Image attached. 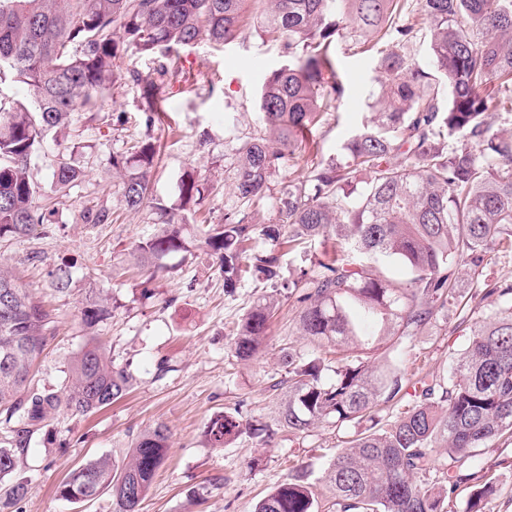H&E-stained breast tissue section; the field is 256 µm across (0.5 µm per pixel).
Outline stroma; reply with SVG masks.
<instances>
[{"label": "stroma", "mask_w": 512, "mask_h": 512, "mask_svg": "<svg viewBox=\"0 0 512 512\" xmlns=\"http://www.w3.org/2000/svg\"><path fill=\"white\" fill-rule=\"evenodd\" d=\"M346 93L328 125L310 137L309 149L321 157L335 154L340 142L361 129L379 90L375 53L354 43L337 48ZM182 68L161 96L164 120L146 128L145 102L128 78L130 71L153 74L156 57L127 51L114 62L115 81L96 111L72 113L67 127L50 131L30 162L47 224L23 237L0 241V264L18 282L35 289L53 317L54 336L30 377L31 388H58L73 357L87 340L81 310L87 300H105L109 313L97 333L115 366L131 376L128 394L90 415L60 412L34 428L18 473L28 481L19 512H113L109 494L90 502L61 498L58 486L73 467L101 456L124 459L134 440L156 425L169 431L170 447L142 504V512H255L257 502L292 466H305L320 482L341 448L344 433L322 424L309 437L279 429L271 441L242 434L223 448L209 447L205 427L224 411H240L245 421L275 426L284 395L270 391L284 376L283 352L306 350L296 331L298 304L284 298L273 317L263 350L247 361L230 352L233 330L263 295L262 283L247 281L234 293L224 291L217 261L194 238L200 225L220 224L234 207L233 168L241 138L259 124L258 100L268 75L291 65L279 40L250 25L246 35L227 44L198 41L180 52ZM154 135L160 153L149 174V194L178 208L180 181L197 176L204 201L181 211L190 240L188 251L160 259L147 279L132 253L158 227L151 206L129 209L122 185L125 169L116 158ZM78 166L83 177L67 194L56 193L53 174L60 163ZM108 210V224H88L86 212ZM67 264L74 270L68 292L46 286L48 274ZM154 293L144 297L142 281ZM469 342V329L451 312L402 345L385 344L374 358L401 369L407 378L448 374L453 358ZM258 467H250L251 459ZM469 465L490 481L494 493L487 512H512V439L497 438L475 449Z\"/></svg>", "instance_id": "35a3bbf8"}]
</instances>
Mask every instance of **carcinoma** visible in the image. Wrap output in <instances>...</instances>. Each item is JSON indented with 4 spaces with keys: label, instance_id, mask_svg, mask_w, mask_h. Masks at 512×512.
Here are the masks:
<instances>
[{
    "label": "carcinoma",
    "instance_id": "1",
    "mask_svg": "<svg viewBox=\"0 0 512 512\" xmlns=\"http://www.w3.org/2000/svg\"><path fill=\"white\" fill-rule=\"evenodd\" d=\"M253 5L262 6L266 31L299 65L274 71L263 85L259 128L237 149L239 208L198 235L218 260L226 292L246 280L288 288L299 304L300 335L336 349L334 365L321 352L284 356L288 372L271 384L286 390L278 423L301 435L319 423L354 427L323 478L336 512H445V499L462 483L473 485L464 512H485L492 485L464 464L472 449L512 435V273L491 288L481 280L491 256L512 253V134L492 131L488 121L492 110L512 115V0H0V85L26 91L0 97V239L45 223L31 159L47 131L67 124L79 107H97L112 87L116 58L131 48L163 58L152 78L130 73L148 100L151 128L161 118L154 100L181 69L172 52L202 37L234 41ZM422 21L430 26L432 72L407 56ZM360 36L379 55L378 111L336 155L312 158L306 134L328 123L345 92L332 48ZM156 155L149 136L131 157L113 162L137 168L123 183L127 206L150 204L162 217L135 249L151 279L155 261L188 250L175 213L149 198L144 170ZM299 168L303 178L288 180L276 197L278 223L256 227L250 207L272 197L275 174ZM81 176L62 163L54 183L66 190ZM180 199L183 211L201 204L193 176L181 180ZM257 233L271 247L251 248ZM333 237L367 263L319 259L281 282L284 248ZM391 263L404 267V278L387 275ZM464 276L474 297H495L490 311L457 295ZM72 281L63 265L49 274L48 287L63 293ZM276 306L272 295L258 299L236 328L232 356L259 353ZM457 309L471 313L472 339L448 379L421 378L410 393L396 369L363 359L362 351L409 341L437 313ZM106 313L99 300L82 308L89 339L62 390L32 389L21 398L52 320L40 297L0 268V512H13L28 493L17 462L34 426L62 410H102L126 394L131 376L112 365L94 331ZM405 398L408 409L387 427L357 428L380 405ZM244 430L239 412L226 411L210 419L206 436L222 448ZM167 448L165 427L142 433L125 460L101 456L72 469L60 495L82 503L109 493L114 512H141ZM318 498L300 465L255 512H318Z\"/></svg>",
    "mask_w": 512,
    "mask_h": 512
}]
</instances>
